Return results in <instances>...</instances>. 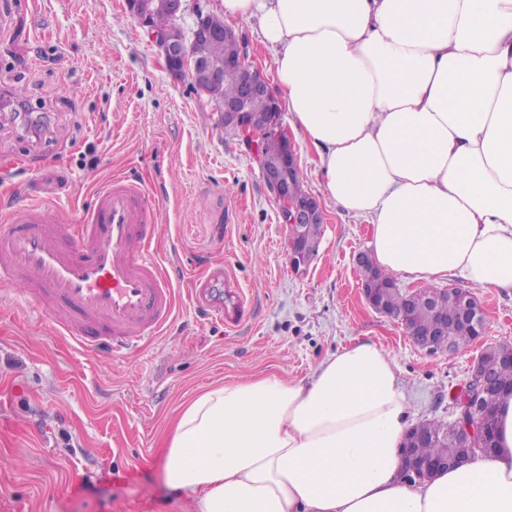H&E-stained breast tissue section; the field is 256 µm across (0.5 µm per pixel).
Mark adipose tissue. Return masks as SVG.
I'll use <instances>...</instances> for the list:
<instances>
[{"label": "adipose tissue", "mask_w": 512, "mask_h": 512, "mask_svg": "<svg viewBox=\"0 0 512 512\" xmlns=\"http://www.w3.org/2000/svg\"><path fill=\"white\" fill-rule=\"evenodd\" d=\"M275 51L324 192L370 223L381 270L512 292V0H221ZM408 407L363 339L309 381L193 396L166 431L169 487L196 512H512V394L498 449L401 476Z\"/></svg>", "instance_id": "obj_1"}]
</instances>
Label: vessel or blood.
Wrapping results in <instances>:
<instances>
[{"mask_svg": "<svg viewBox=\"0 0 512 512\" xmlns=\"http://www.w3.org/2000/svg\"><path fill=\"white\" fill-rule=\"evenodd\" d=\"M157 207L146 187L118 176L97 193L81 222L48 205L21 200L0 225V280L27 284L33 305L54 332L84 349L123 357L159 334L177 307L173 280L153 249ZM223 304L211 288L191 293L204 317L239 327L247 299L228 275Z\"/></svg>", "mask_w": 512, "mask_h": 512, "instance_id": "obj_1", "label": "vessel or blood"}]
</instances>
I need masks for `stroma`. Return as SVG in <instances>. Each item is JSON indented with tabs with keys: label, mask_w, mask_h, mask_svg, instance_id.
I'll return each instance as SVG.
<instances>
[{
	"label": "stroma",
	"mask_w": 512,
	"mask_h": 512,
	"mask_svg": "<svg viewBox=\"0 0 512 512\" xmlns=\"http://www.w3.org/2000/svg\"><path fill=\"white\" fill-rule=\"evenodd\" d=\"M0 89L43 118L31 135L0 119V216L24 186L77 221L126 176L152 193L155 246L184 271L171 329L123 359L56 335L24 283L0 281V512H192L162 464L165 427L197 392L250 377L306 381L369 339L395 360L409 424L449 420L481 351L512 345V295L480 287L479 341L451 356L414 345L364 302L356 260L370 226L331 201L314 260L295 271L257 163L190 80L167 72L124 0H0ZM210 265L254 312L238 331L189 306Z\"/></svg>",
	"instance_id": "35a3bbf8"
}]
</instances>
